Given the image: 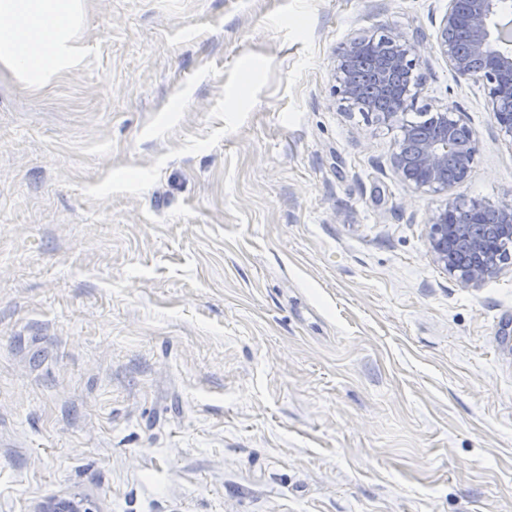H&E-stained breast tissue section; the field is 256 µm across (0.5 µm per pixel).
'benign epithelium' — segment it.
Instances as JSON below:
<instances>
[{
    "label": "benign epithelium",
    "mask_w": 512,
    "mask_h": 512,
    "mask_svg": "<svg viewBox=\"0 0 512 512\" xmlns=\"http://www.w3.org/2000/svg\"><path fill=\"white\" fill-rule=\"evenodd\" d=\"M499 0H448L437 31L435 49L446 58L459 76L483 84L503 140L512 144V34L498 21ZM386 52L371 63V91L380 98L394 99L392 108L376 110L365 99L352 63L376 44ZM424 49L419 42L401 33L371 32L345 43L336 54L335 92L343 104L365 102L368 111L384 122L397 123L416 103L418 70ZM439 136L429 138L414 125H404L391 165L402 182L416 191L443 194L454 184L466 182L472 173L474 147L459 150L458 130L467 126L454 110L437 108L431 113ZM455 206L432 212L428 218V247L434 261L465 287L477 288L502 270V259L494 249L501 238H512V198L496 208L499 223L488 224L474 235L468 226L448 223ZM464 247L467 258L448 262V253ZM37 512H94L80 496L49 498Z\"/></svg>",
    "instance_id": "1"
}]
</instances>
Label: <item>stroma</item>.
Segmentation results:
<instances>
[{
    "instance_id": "1",
    "label": "stroma",
    "mask_w": 512,
    "mask_h": 512,
    "mask_svg": "<svg viewBox=\"0 0 512 512\" xmlns=\"http://www.w3.org/2000/svg\"><path fill=\"white\" fill-rule=\"evenodd\" d=\"M447 5L87 0L79 67L0 71V512H512V262L471 288L428 249L512 195ZM379 28L474 133L447 194L335 95ZM87 500L74 495L72 498H49L36 512H94Z\"/></svg>"
}]
</instances>
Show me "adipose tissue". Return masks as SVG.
Returning a JSON list of instances; mask_svg holds the SVG:
<instances>
[{
	"instance_id": "ef3b65f1",
	"label": "adipose tissue",
	"mask_w": 512,
	"mask_h": 512,
	"mask_svg": "<svg viewBox=\"0 0 512 512\" xmlns=\"http://www.w3.org/2000/svg\"><path fill=\"white\" fill-rule=\"evenodd\" d=\"M85 0H0V69L32 87L79 62Z\"/></svg>"
}]
</instances>
